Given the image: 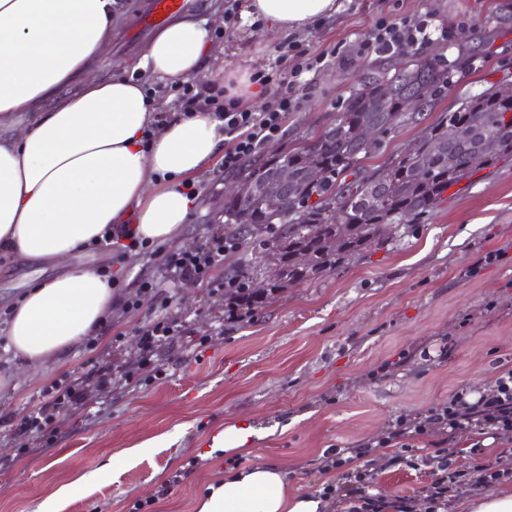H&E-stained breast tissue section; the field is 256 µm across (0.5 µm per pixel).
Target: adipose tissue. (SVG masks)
<instances>
[{"label": "adipose tissue", "instance_id": "1", "mask_svg": "<svg viewBox=\"0 0 512 512\" xmlns=\"http://www.w3.org/2000/svg\"><path fill=\"white\" fill-rule=\"evenodd\" d=\"M337 0H245L244 18L291 36L333 17ZM118 0H0V262L62 266L32 277L0 334L19 367L65 358L112 313L107 277L73 263L131 224L152 243L175 240L194 203L184 183L224 150L214 112L164 106L148 83L209 74L222 48L208 19L184 14L133 61L98 75ZM317 495L292 496L274 462L207 485L197 512H325Z\"/></svg>", "mask_w": 512, "mask_h": 512}]
</instances>
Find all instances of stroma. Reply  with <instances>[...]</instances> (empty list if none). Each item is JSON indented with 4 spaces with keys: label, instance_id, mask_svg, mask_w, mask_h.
<instances>
[{
    "label": "stroma",
    "instance_id": "stroma-1",
    "mask_svg": "<svg viewBox=\"0 0 512 512\" xmlns=\"http://www.w3.org/2000/svg\"><path fill=\"white\" fill-rule=\"evenodd\" d=\"M152 0H121L123 13L112 49L98 69L136 57L151 37L141 27ZM335 17L287 38L259 21L237 22L220 43L233 67L280 74V91L300 102L289 113L282 139L254 155L298 146L334 118L367 69L398 61L395 53L359 54L361 41L381 16H419L427 42L448 60V87L420 123L381 136L363 158L370 170L416 140L463 97L512 88V21L497 17L512 0H339ZM328 52L337 62L307 80L293 81L280 62L283 46ZM234 174L215 165L197 183L190 224L177 245L230 236L224 222V189ZM446 199L405 235L384 233L359 259L323 276L275 292L242 318L224 315V298L191 279L169 302L186 319L183 336L157 352L158 373L126 380L140 358L135 330L156 308L141 297L138 311L123 302L140 277L156 274L158 258L136 256L118 264L109 249L77 254L75 263L122 270L112 317L93 351L76 349L61 361L0 387V512H39L59 497L60 512H195L206 486L225 470L267 460L288 471V492L315 495L338 484L339 471H324L333 447L375 446L399 416L417 417L464 391L476 397L502 367L512 365V158L449 188ZM112 369V405L98 408L101 392L63 408L54 445L29 443L19 450L13 431L23 409L42 399L52 379L82 376L92 367ZM266 430L250 454H214L213 435L232 424ZM148 443L130 458L124 451ZM443 447L457 465L480 448L485 461L512 469V434L459 430ZM401 441L363 457L387 496L418 497L433 475L405 465ZM178 477L162 500L158 486Z\"/></svg>",
    "mask_w": 512,
    "mask_h": 512
}]
</instances>
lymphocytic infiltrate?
Returning a JSON list of instances; mask_svg holds the SVG:
<instances>
[{
	"mask_svg": "<svg viewBox=\"0 0 512 512\" xmlns=\"http://www.w3.org/2000/svg\"><path fill=\"white\" fill-rule=\"evenodd\" d=\"M426 38L423 21L410 17H381L371 28L363 43L364 50L387 52L412 45ZM174 102L184 109L205 105L214 109L224 122L227 140L224 144L223 165L225 171H237L243 162L255 155L259 148L282 138L290 112L296 111L298 102L285 93L274 94L264 111L255 112L231 101L221 102L218 96H199L190 81H177L170 87ZM231 238H219L204 243L182 246L166 252L162 271L158 277L146 278L139 284V293L126 300L124 307L133 311L139 307V298L151 295L161 305L154 317L137 331L141 349L140 370L153 366V356L160 348L171 344L183 332V318L169 313L166 301L168 291L178 283L192 279L204 284L211 293L223 294L224 280L215 276L223 267L226 252L236 249ZM83 378H66L53 381L43 389L44 402L37 409L26 412L20 419L14 434L18 438L35 437L46 444H54L57 436L56 410L80 402L83 398ZM477 427L512 433V367L502 369L491 381L488 389L476 401H465L460 394L449 396L447 403L432 409L422 418H399L391 438H415L442 434ZM435 469L436 478L425 487L424 499L430 512H442L451 494L462 486L471 485L489 489L505 480H512V471L495 469L484 464L480 457H473L471 465L461 469L448 459L443 449H435L421 459H408L409 467L418 464ZM344 488L347 512H415V499L411 496L387 498L377 490L373 471L360 469L348 476Z\"/></svg>",
	"mask_w": 512,
	"mask_h": 512,
	"instance_id": "obj_1",
	"label": "lymphocytic infiltrate"
}]
</instances>
